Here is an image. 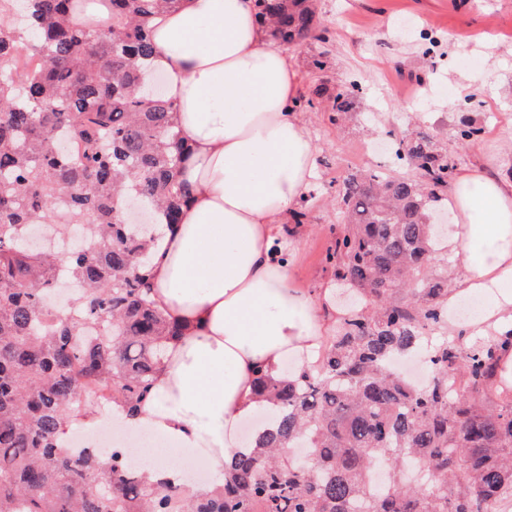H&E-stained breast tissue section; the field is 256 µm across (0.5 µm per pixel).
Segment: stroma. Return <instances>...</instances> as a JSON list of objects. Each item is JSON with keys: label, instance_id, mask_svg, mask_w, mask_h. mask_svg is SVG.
Instances as JSON below:
<instances>
[{"label": "stroma", "instance_id": "35a3bbf8", "mask_svg": "<svg viewBox=\"0 0 512 512\" xmlns=\"http://www.w3.org/2000/svg\"><path fill=\"white\" fill-rule=\"evenodd\" d=\"M326 39L286 46L303 95L355 81L362 90L332 120L328 103L304 111L318 177L304 223L288 235L292 285L314 294L335 283L323 261L342 222L336 189L357 168L382 164L388 130L409 120L440 130L459 158L512 159V0H315ZM479 128L462 143L463 123Z\"/></svg>", "mask_w": 512, "mask_h": 512}]
</instances>
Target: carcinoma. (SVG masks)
Here are the masks:
<instances>
[{"mask_svg": "<svg viewBox=\"0 0 512 512\" xmlns=\"http://www.w3.org/2000/svg\"><path fill=\"white\" fill-rule=\"evenodd\" d=\"M22 24L0 21V512H504L512 506V384L502 351L512 330L468 342L448 335V280L431 271L443 238L430 223L456 169L429 129L401 134L397 158L349 174L344 225L324 261L361 296L323 338L315 362L257 391L271 428L204 496L148 485L114 448L68 452L64 425L100 403L138 410L177 324L154 305L149 266L157 225L178 223L186 147L175 106L141 88L151 21L174 0H112V26L69 20L72 0H26ZM283 44L320 27L314 0H255ZM24 37L26 49L17 47ZM41 60L19 68V55ZM356 84L336 88L347 112ZM137 195L149 224H126ZM93 223H87V218ZM30 224L72 234L61 268L27 252ZM79 282L68 312L47 295L58 272ZM102 327L87 334V324ZM425 350L424 385L395 360ZM500 390L499 402L486 404ZM385 465V489L370 481Z\"/></svg>", "mask_w": 512, "mask_h": 512, "instance_id": "1", "label": "carcinoma"}]
</instances>
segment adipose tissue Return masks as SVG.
<instances>
[{
  "mask_svg": "<svg viewBox=\"0 0 512 512\" xmlns=\"http://www.w3.org/2000/svg\"><path fill=\"white\" fill-rule=\"evenodd\" d=\"M149 70L166 78V97L187 148L181 180L187 202L178 224L163 228L150 265L153 300L181 328L153 375L152 401L132 429L164 438L142 474L178 481L173 447L196 448L220 474L241 452L237 433L264 403L257 371L281 377L285 359L308 364L338 313L330 291L293 288L274 247L278 225L309 198L315 148L296 105L298 71L272 44L254 0H176L152 23ZM457 222L451 249L466 251L449 301L480 292L482 321L512 330V174L475 164L448 184ZM488 242L474 252L472 244Z\"/></svg>",
  "mask_w": 512,
  "mask_h": 512,
  "instance_id": "adipose-tissue-1",
  "label": "adipose tissue"
}]
</instances>
